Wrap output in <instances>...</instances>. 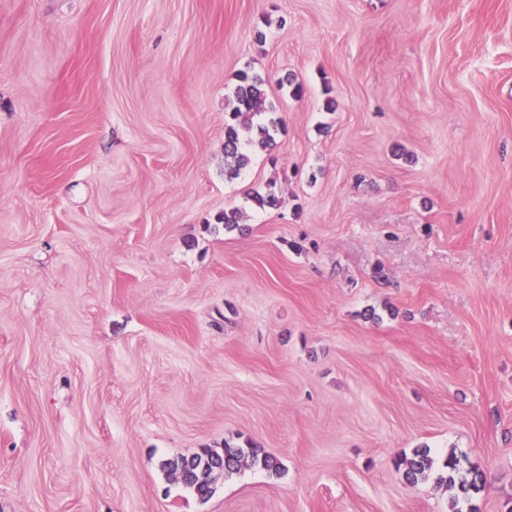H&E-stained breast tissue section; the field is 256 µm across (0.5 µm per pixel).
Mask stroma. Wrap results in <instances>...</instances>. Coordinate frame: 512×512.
Masks as SVG:
<instances>
[{
    "mask_svg": "<svg viewBox=\"0 0 512 512\" xmlns=\"http://www.w3.org/2000/svg\"><path fill=\"white\" fill-rule=\"evenodd\" d=\"M417 448L512 512V0H0V512H452ZM232 99L225 104L224 117V174L236 178L251 161L252 151H267L275 141L278 123L254 124V118L269 112L264 93L265 80L258 74L243 71L238 76ZM224 462V466L221 465ZM261 466L277 472L274 457L260 454L257 448H236L224 445L222 452L204 448L189 457L181 456L164 463L165 470L201 500L208 499L215 492L218 480L241 471L243 466ZM404 468V477L409 484H417L430 475L434 458L430 455V449L417 448L411 458L405 457L400 461Z\"/></svg>",
    "mask_w": 512,
    "mask_h": 512,
    "instance_id": "stroma-1",
    "label": "stroma"
}]
</instances>
